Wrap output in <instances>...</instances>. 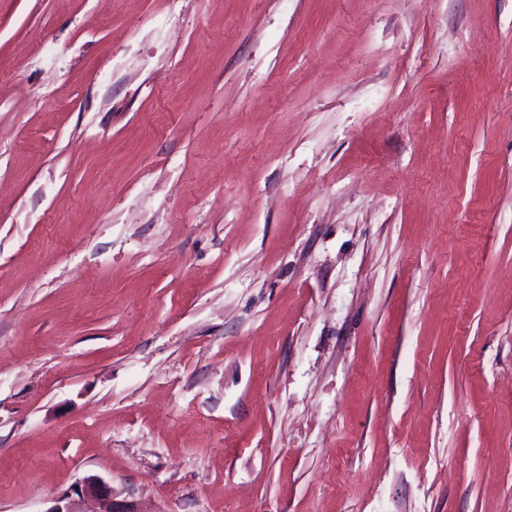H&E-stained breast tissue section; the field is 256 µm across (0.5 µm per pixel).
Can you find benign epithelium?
<instances>
[{
    "label": "benign epithelium",
    "mask_w": 512,
    "mask_h": 512,
    "mask_svg": "<svg viewBox=\"0 0 512 512\" xmlns=\"http://www.w3.org/2000/svg\"><path fill=\"white\" fill-rule=\"evenodd\" d=\"M94 505L93 512H141L138 504L120 499L112 486L97 474H88L76 481L69 491L52 501L45 512H86L85 502Z\"/></svg>",
    "instance_id": "7a95c632"
}]
</instances>
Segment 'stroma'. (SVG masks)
Segmentation results:
<instances>
[{
  "instance_id": "1",
  "label": "stroma",
  "mask_w": 512,
  "mask_h": 512,
  "mask_svg": "<svg viewBox=\"0 0 512 512\" xmlns=\"http://www.w3.org/2000/svg\"><path fill=\"white\" fill-rule=\"evenodd\" d=\"M512 512V0H0V512ZM118 498L112 486L101 476L88 474L53 500L45 512H142L134 500ZM86 501L93 503V511L83 509Z\"/></svg>"
}]
</instances>
